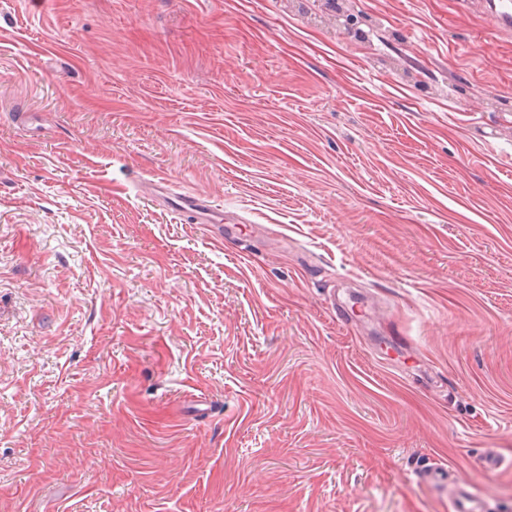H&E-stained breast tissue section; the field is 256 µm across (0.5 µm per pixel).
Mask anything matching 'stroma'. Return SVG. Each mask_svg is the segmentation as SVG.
I'll return each mask as SVG.
<instances>
[{"label": "stroma", "instance_id": "obj_1", "mask_svg": "<svg viewBox=\"0 0 512 512\" xmlns=\"http://www.w3.org/2000/svg\"><path fill=\"white\" fill-rule=\"evenodd\" d=\"M342 5L0 0V512H512V36ZM156 188H152L155 192L162 193L159 189H164L158 185H165L170 191L165 197L169 200L172 209L188 214L193 218L196 224H220L224 221L223 210L213 208L210 201L201 194L189 192H171L169 185L159 180L157 183H151ZM450 473L455 480L450 481L445 473ZM419 474L430 485L450 484L453 495L450 501L452 512H487L486 504L476 497L469 489L467 480L461 475L449 471L437 462L424 464Z\"/></svg>", "mask_w": 512, "mask_h": 512}]
</instances>
